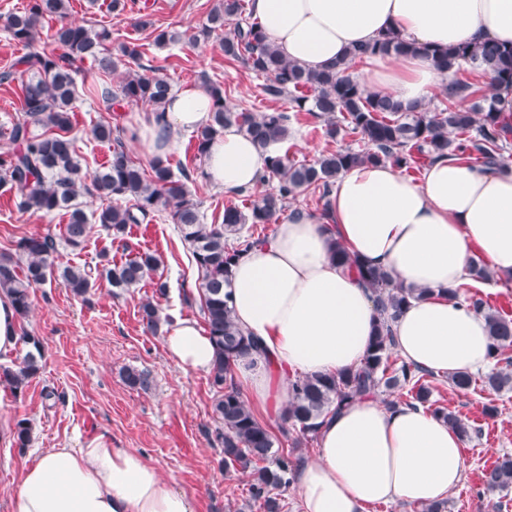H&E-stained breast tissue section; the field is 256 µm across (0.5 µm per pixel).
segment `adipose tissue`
<instances>
[{
    "instance_id": "obj_1",
    "label": "adipose tissue",
    "mask_w": 512,
    "mask_h": 512,
    "mask_svg": "<svg viewBox=\"0 0 512 512\" xmlns=\"http://www.w3.org/2000/svg\"><path fill=\"white\" fill-rule=\"evenodd\" d=\"M248 8L270 44L313 71L388 31L428 47L512 44V0H248ZM449 79L421 54L366 56L359 76L368 91L405 104L427 102ZM211 119L209 91L191 85L124 122L143 153L163 158ZM269 164V153L230 126L208 147L205 178L234 194L261 186ZM337 243L404 286L432 289L393 326L406 362L436 375L489 366L485 316L439 291L468 283L476 254L497 277L512 278V165L486 170L441 156L415 180L389 164L363 163L337 178L326 213L292 211L233 267L234 320L265 350L255 363L234 367L252 403L284 414L296 376L334 374L362 361L377 312L364 283L332 260ZM164 347L183 373L213 365L214 346L195 320L167 324ZM465 465L449 424L420 408L390 409L363 397L326 420L297 484L303 512H369L378 504L441 501L460 484ZM14 512L193 507L155 465L100 436L82 448L44 450L22 473Z\"/></svg>"
}]
</instances>
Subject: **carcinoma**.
Segmentation results:
<instances>
[{
    "label": "carcinoma",
    "instance_id": "carcinoma-1",
    "mask_svg": "<svg viewBox=\"0 0 512 512\" xmlns=\"http://www.w3.org/2000/svg\"><path fill=\"white\" fill-rule=\"evenodd\" d=\"M68 4L69 0H27L21 10L4 18V28L11 38L29 52L13 69L0 74L1 81H18L20 90V116L9 129L15 148L0 152V187H9L23 211L65 212L68 222L62 240L73 251L83 249L96 224L116 238L124 236L128 225L141 224L159 212L166 213L168 220L177 225L201 275V312L215 348L210 385L214 391L213 412L223 424L216 438L222 445L224 469L250 471L251 498L262 504L264 512H281L280 492L295 481L297 463L291 458V449L303 439H315L328 415L362 396H389L404 390L409 397L407 404L418 405L446 421L462 439L479 434L458 415L436 405L426 380L428 373L393 359L391 323L428 290L402 286L387 272L361 263L339 244L332 251L333 260L354 269L374 296L379 321L370 349L353 370L296 377L283 417L288 426L279 427L280 435L273 434L257 419L230 372L232 364L246 359L252 363L262 355L259 341L245 335L234 322L232 266L243 252L264 241L260 236L241 234L245 225L278 223L288 200L303 190L319 188L322 197H328L336 178L355 165L389 161L408 169L447 154L472 159L488 169L505 165L502 150L512 138V121L498 111L496 102L500 94L512 92V47L485 42L430 50L387 33L321 71H310L289 61L266 40L258 20L246 14L244 0H218L205 23L191 36L192 41L206 42L234 24L233 30L224 35V57L242 62L262 77L260 94L285 100L287 108L259 114L233 110L226 105L224 87L202 78L212 97V121L193 135L196 155L205 158L210 142L228 126L244 132L264 152L288 139L290 110L325 118L329 138L356 135L364 149L328 151L313 162L294 161L278 153L270 158L269 174L277 180L274 190L245 210L228 205L221 223L204 224L198 202L185 183L189 176L175 177L166 158H154L150 169L143 168L127 152L123 129L109 121L97 122L91 133L100 142L112 143L110 161L91 176L82 172L71 136V112L78 95L97 101L103 111L110 112L116 100L157 108L172 88L163 67L142 64V45L135 43L121 45V53L139 70L127 72L117 85H112L116 62L105 49L110 30L67 21ZM47 17L57 21L51 34L55 48L49 52L34 48L42 20ZM415 53L430 58L441 71H457L462 64H470L472 71L490 79L491 92H481L467 79H456L446 91L448 105L405 106L389 95L368 92L350 74L355 60L366 55ZM87 59L97 65L100 78L79 89L74 74L78 64ZM467 100L470 105H463ZM83 195L109 204L88 214L79 202ZM17 251L25 259L22 265L11 255H0V289L11 294L21 317L31 310V290L54 277L60 278L73 295L84 298L99 280L111 288H131L155 274L160 266L157 256L142 253L120 266L106 263L93 271L61 267L57 244L47 236L23 237L17 242ZM445 293L448 299H459L485 315L493 362L484 375H449L448 385L462 393L479 385L496 393L511 390L512 318L487 308L476 294H465L458 288H448ZM142 321L152 332L158 331L161 317L153 303L142 306ZM22 340L29 350L21 361L12 367L0 366V381L16 393L23 392L41 368L39 338L25 335ZM125 381L143 390L150 387L149 375L142 370L127 369ZM285 443L291 449L284 448ZM481 480L486 493L511 490L512 453L503 454L484 469Z\"/></svg>",
    "mask_w": 512,
    "mask_h": 512
}]
</instances>
